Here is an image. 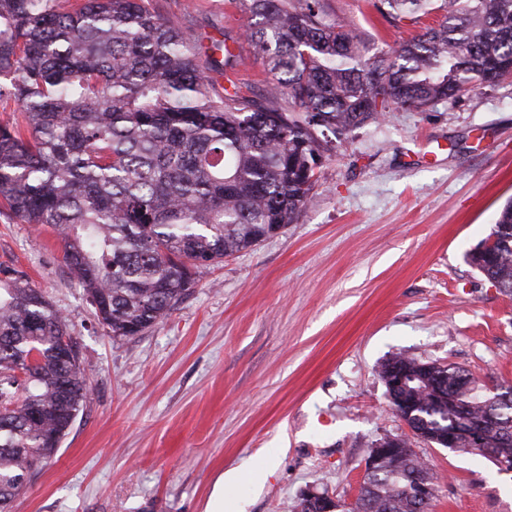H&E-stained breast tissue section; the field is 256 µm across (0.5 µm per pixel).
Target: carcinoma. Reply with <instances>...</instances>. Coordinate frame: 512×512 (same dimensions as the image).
Here are the masks:
<instances>
[{"instance_id":"carcinoma-1","label":"carcinoma","mask_w":512,"mask_h":512,"mask_svg":"<svg viewBox=\"0 0 512 512\" xmlns=\"http://www.w3.org/2000/svg\"><path fill=\"white\" fill-rule=\"evenodd\" d=\"M242 5L244 29L206 47L150 0H0V101L21 112L0 124V208L55 231L114 338L162 324L196 270L295 223L336 139L512 76V0H373L398 29L441 15L389 55L339 24L328 0ZM241 42L267 76L263 98L237 78ZM488 238L467 259L512 295V200ZM423 366L397 355L379 372L430 379L389 400L420 436L469 417L482 446L455 450L512 458V399L457 366ZM87 392L63 313L1 264L0 512L56 454ZM418 472L434 478L399 439L384 471L363 477L353 512H428L411 493Z\"/></svg>"}]
</instances>
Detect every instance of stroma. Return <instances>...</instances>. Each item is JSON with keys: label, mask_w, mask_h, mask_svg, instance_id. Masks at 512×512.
Listing matches in <instances>:
<instances>
[{"label": "stroma", "mask_w": 512, "mask_h": 512, "mask_svg": "<svg viewBox=\"0 0 512 512\" xmlns=\"http://www.w3.org/2000/svg\"><path fill=\"white\" fill-rule=\"evenodd\" d=\"M202 43L247 20L240 0H153ZM389 53L410 37L371 0H329ZM512 198V78L337 141L297 223L198 272L157 327L112 338L46 226L0 214V263L65 315L90 399L14 512H285L307 489L351 502L370 448L406 434L379 369L402 354L512 385V296L468 260ZM430 512H512V474L413 443Z\"/></svg>", "instance_id": "obj_1"}]
</instances>
